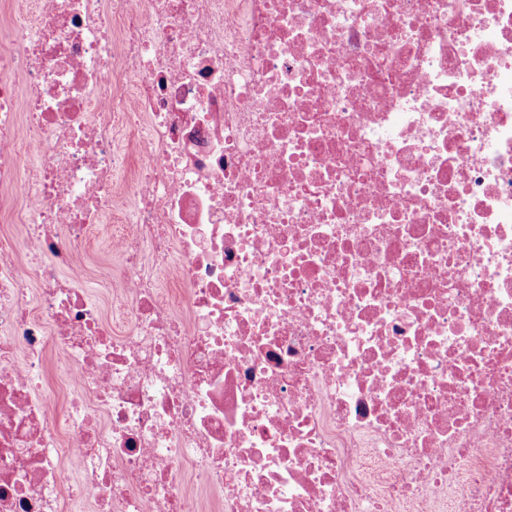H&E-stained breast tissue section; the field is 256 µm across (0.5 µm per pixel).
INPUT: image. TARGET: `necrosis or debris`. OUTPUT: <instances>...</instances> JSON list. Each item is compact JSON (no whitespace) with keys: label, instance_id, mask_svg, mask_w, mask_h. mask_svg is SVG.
Here are the masks:
<instances>
[{"label":"necrosis or debris","instance_id":"necrosis-or-debris-1","mask_svg":"<svg viewBox=\"0 0 512 512\" xmlns=\"http://www.w3.org/2000/svg\"><path fill=\"white\" fill-rule=\"evenodd\" d=\"M0 207V512H512V0H22ZM113 224H117L114 218H112V223L99 224V228L92 232L84 261L80 267L60 270V276L63 279L77 281L79 288L86 295L102 303L107 318L112 316L111 291L110 288L103 287V281L107 270L119 263L118 251L113 243H110L107 235Z\"/></svg>","mask_w":512,"mask_h":512}]
</instances>
